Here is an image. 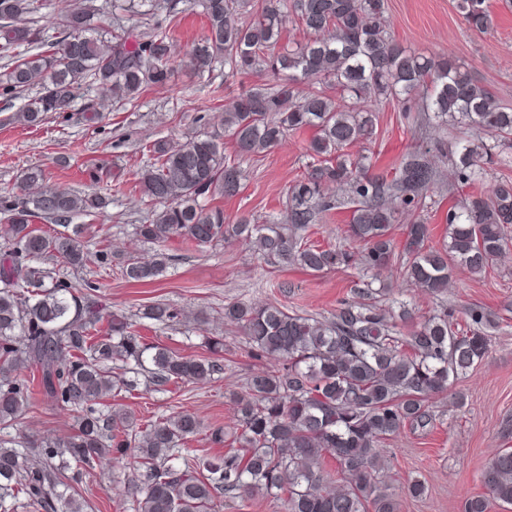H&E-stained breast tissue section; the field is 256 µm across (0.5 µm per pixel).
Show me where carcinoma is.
<instances>
[{"instance_id":"1","label":"carcinoma","mask_w":512,"mask_h":512,"mask_svg":"<svg viewBox=\"0 0 512 512\" xmlns=\"http://www.w3.org/2000/svg\"><path fill=\"white\" fill-rule=\"evenodd\" d=\"M43 0H0V97L35 96L19 119L43 122L73 111L86 82L109 102L132 104L149 87L174 75L170 24L178 0H128L127 11L145 28L102 27L97 0H74L48 22L61 37L44 49L39 25ZM206 27L181 59L193 73L218 64L228 74L264 72L273 85L255 84L224 104L220 126L185 141L149 147L151 158L134 173V189L150 206L138 241L159 246L173 240L198 246L237 241L262 259L315 273L361 268L353 298L329 317L302 315L272 304H224V322L246 336L254 358L279 367L250 374L246 390L232 397L237 428L206 426L188 410L138 422L110 405L122 392L164 391L175 383L205 385L221 372L214 356L224 340L209 341L210 357L148 343L122 315L105 318L97 285L69 271L112 266V254L91 252L69 221L104 210L106 198L54 186L50 168L22 175L18 193L0 195L7 224L0 249V431L32 405L30 374H40L43 400L79 413L63 438L0 434V512H86L74 484L97 476L101 459L129 470L123 494L132 512H212L228 500L260 495L283 512H399L381 444L404 427L433 422L434 400L483 358L490 320L478 308L465 323L443 311L417 322L408 335L397 322L412 319L403 303L386 306L373 283L383 274L402 277L429 294L448 288L455 268L482 275L512 248V109L499 105L460 64L424 56L398 43L385 17L384 0H199ZM467 28L492 26L488 0H458ZM303 38L280 43L289 19ZM26 48L21 52L20 48ZM308 84L302 93L299 85ZM395 102L407 112L416 102L425 119L477 137L450 146L434 141L402 156L390 174H371L365 155L347 152L373 136L375 112ZM314 130L304 171L289 187L284 214L259 221L243 215L232 224L216 197L237 196L244 173L224 156L254 157ZM448 161L452 181L480 183L448 209V241L430 246L420 215L437 180L434 158ZM499 160L501 168L487 165ZM349 209L348 233L358 252L321 247L305 239L310 225L333 210ZM411 219L395 241L392 226ZM42 219L56 225L47 232ZM171 257L162 249L119 263L121 278L146 285L162 276ZM182 313L162 302L142 318L158 326ZM224 454L187 447L202 432ZM485 493L470 496L462 512H488L490 500L512 505V448L483 467Z\"/></svg>"}]
</instances>
